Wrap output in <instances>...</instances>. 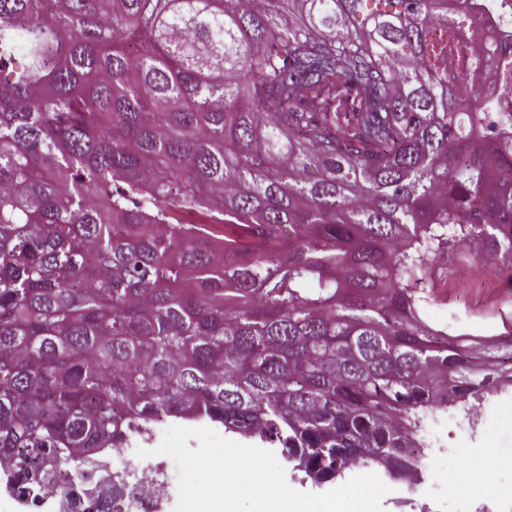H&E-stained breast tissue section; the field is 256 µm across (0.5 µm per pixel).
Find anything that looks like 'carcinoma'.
<instances>
[{
    "instance_id": "obj_1",
    "label": "carcinoma",
    "mask_w": 512,
    "mask_h": 512,
    "mask_svg": "<svg viewBox=\"0 0 512 512\" xmlns=\"http://www.w3.org/2000/svg\"><path fill=\"white\" fill-rule=\"evenodd\" d=\"M474 2L0 0L5 489L65 498L179 411L407 482L422 421L512 389V323L423 318L459 239L512 269V40L474 59Z\"/></svg>"
}]
</instances>
